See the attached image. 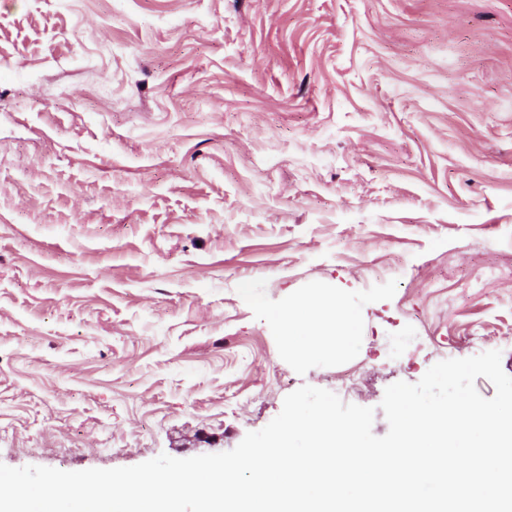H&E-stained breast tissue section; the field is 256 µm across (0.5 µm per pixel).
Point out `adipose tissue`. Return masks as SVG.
Here are the masks:
<instances>
[{
    "instance_id": "obj_1",
    "label": "adipose tissue",
    "mask_w": 512,
    "mask_h": 512,
    "mask_svg": "<svg viewBox=\"0 0 512 512\" xmlns=\"http://www.w3.org/2000/svg\"><path fill=\"white\" fill-rule=\"evenodd\" d=\"M289 331L309 328L306 349L351 345L357 333V321L339 298L309 299L288 304L280 313Z\"/></svg>"
}]
</instances>
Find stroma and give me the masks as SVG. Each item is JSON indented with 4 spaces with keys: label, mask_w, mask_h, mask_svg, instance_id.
Masks as SVG:
<instances>
[{
    "label": "stroma",
    "mask_w": 512,
    "mask_h": 512,
    "mask_svg": "<svg viewBox=\"0 0 512 512\" xmlns=\"http://www.w3.org/2000/svg\"><path fill=\"white\" fill-rule=\"evenodd\" d=\"M353 345L297 353L291 302ZM512 376V0H0V463L235 448L302 385ZM288 324V343L303 350H336V344L349 346L357 333V321L341 299H309L289 303L279 314ZM300 327H308L312 334L304 345L296 342L294 333Z\"/></svg>",
    "instance_id": "stroma-1"
}]
</instances>
